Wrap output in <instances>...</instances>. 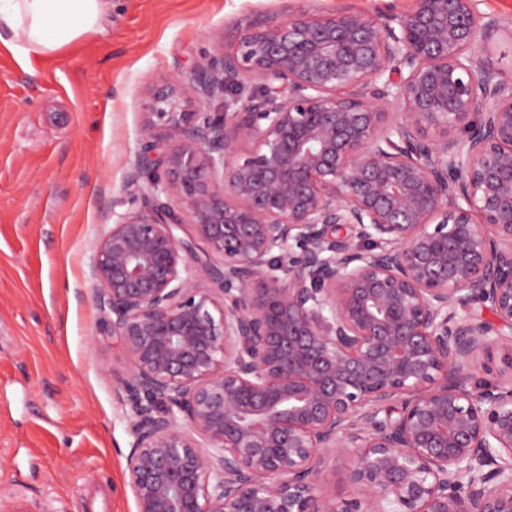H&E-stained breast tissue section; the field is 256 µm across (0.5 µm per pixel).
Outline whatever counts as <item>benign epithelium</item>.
Instances as JSON below:
<instances>
[{"instance_id":"7a95c632","label":"benign epithelium","mask_w":512,"mask_h":512,"mask_svg":"<svg viewBox=\"0 0 512 512\" xmlns=\"http://www.w3.org/2000/svg\"><path fill=\"white\" fill-rule=\"evenodd\" d=\"M481 4L286 6L154 95L147 209L92 265L137 512H348L340 460L355 512H512V382L462 378L512 364V27ZM503 352L494 351L492 360L488 361L486 356L481 355L465 371V379L469 388L475 391L493 388L500 385L501 382L510 376V370L502 361ZM487 363H491L493 372L486 368ZM345 467L342 463H336V481L330 483L327 487V491L334 495L341 505L343 502H350L356 497L352 485L346 478Z\"/></svg>"}]
</instances>
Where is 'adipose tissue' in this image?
<instances>
[{"label":"adipose tissue","mask_w":512,"mask_h":512,"mask_svg":"<svg viewBox=\"0 0 512 512\" xmlns=\"http://www.w3.org/2000/svg\"><path fill=\"white\" fill-rule=\"evenodd\" d=\"M109 0H0V42L50 55L90 32H103Z\"/></svg>","instance_id":"ef3b65f1"}]
</instances>
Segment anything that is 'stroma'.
Masks as SVG:
<instances>
[{"instance_id": "obj_1", "label": "stroma", "mask_w": 512, "mask_h": 512, "mask_svg": "<svg viewBox=\"0 0 512 512\" xmlns=\"http://www.w3.org/2000/svg\"><path fill=\"white\" fill-rule=\"evenodd\" d=\"M285 3L401 14L413 0H111L104 32L56 54L0 43V512H136L95 243L142 207L127 180L154 93Z\"/></svg>"}]
</instances>
